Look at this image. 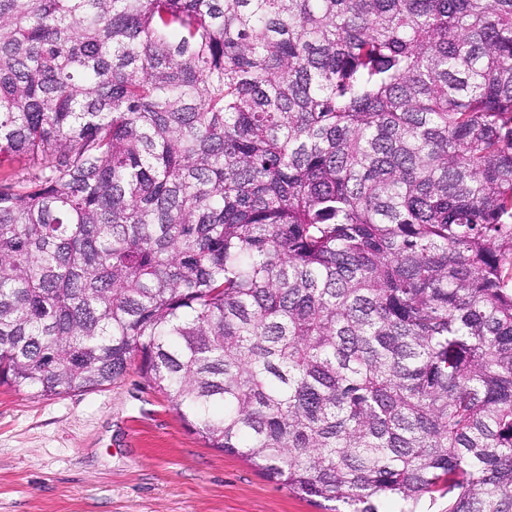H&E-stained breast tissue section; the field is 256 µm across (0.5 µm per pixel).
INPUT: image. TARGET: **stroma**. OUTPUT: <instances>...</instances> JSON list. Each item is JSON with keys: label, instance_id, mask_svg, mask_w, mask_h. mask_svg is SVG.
I'll use <instances>...</instances> for the list:
<instances>
[{"label": "stroma", "instance_id": "35a3bbf8", "mask_svg": "<svg viewBox=\"0 0 512 512\" xmlns=\"http://www.w3.org/2000/svg\"><path fill=\"white\" fill-rule=\"evenodd\" d=\"M0 512H322L207 447L137 366L40 397L0 386Z\"/></svg>", "mask_w": 512, "mask_h": 512}]
</instances>
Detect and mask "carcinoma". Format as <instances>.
<instances>
[{"label":"carcinoma","instance_id":"carcinoma-1","mask_svg":"<svg viewBox=\"0 0 512 512\" xmlns=\"http://www.w3.org/2000/svg\"><path fill=\"white\" fill-rule=\"evenodd\" d=\"M2 157L0 385L512 512V0H0Z\"/></svg>","mask_w":512,"mask_h":512}]
</instances>
